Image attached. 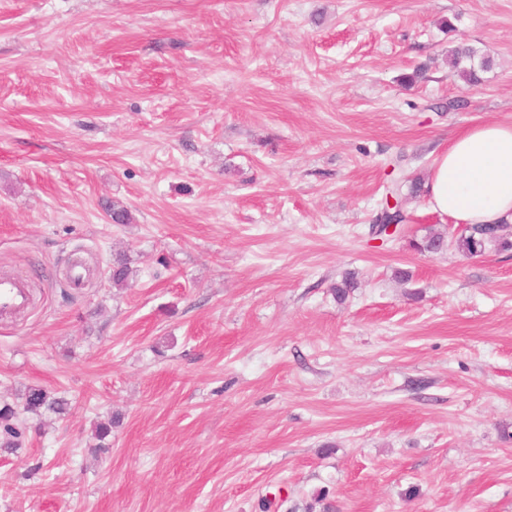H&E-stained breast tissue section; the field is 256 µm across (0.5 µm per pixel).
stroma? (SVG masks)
Instances as JSON below:
<instances>
[{
  "label": "stroma",
  "instance_id": "obj_1",
  "mask_svg": "<svg viewBox=\"0 0 512 512\" xmlns=\"http://www.w3.org/2000/svg\"><path fill=\"white\" fill-rule=\"evenodd\" d=\"M486 122L512 0H0V403L69 402L0 512H512V250H413L459 229L423 192L371 234ZM453 56V64L456 68L464 61L470 63L469 67H462L459 70L460 76L470 84L478 83L479 77L473 63L476 51L470 46L461 45L454 50ZM28 291L24 282L14 277L0 278V315L8 316L28 305ZM68 402L63 398L51 397L47 391L41 388L30 389L25 397L24 410L37 413L44 408L54 414H63L66 411Z\"/></svg>",
  "mask_w": 512,
  "mask_h": 512
}]
</instances>
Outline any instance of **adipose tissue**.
I'll list each match as a JSON object with an SVG mask.
<instances>
[{
    "mask_svg": "<svg viewBox=\"0 0 512 512\" xmlns=\"http://www.w3.org/2000/svg\"><path fill=\"white\" fill-rule=\"evenodd\" d=\"M432 211L456 223H512V124L487 122L458 134L427 184Z\"/></svg>",
    "mask_w": 512,
    "mask_h": 512,
    "instance_id": "ef3b65f1",
    "label": "adipose tissue"
}]
</instances>
